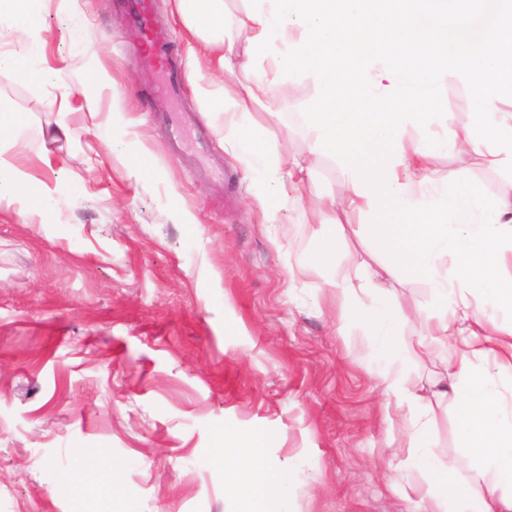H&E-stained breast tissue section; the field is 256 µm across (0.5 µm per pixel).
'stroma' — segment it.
<instances>
[{"instance_id": "35a3bbf8", "label": "stroma", "mask_w": 512, "mask_h": 512, "mask_svg": "<svg viewBox=\"0 0 512 512\" xmlns=\"http://www.w3.org/2000/svg\"><path fill=\"white\" fill-rule=\"evenodd\" d=\"M153 4L188 74L169 112L195 116L198 157L167 140L159 68L128 41L123 0H44L34 40L47 81L0 70V109L27 116L13 153L62 191L46 224L0 203V512H120L128 501L241 512L221 453L228 434L262 436L266 460L290 472L291 512H418L401 491L407 423L385 410L371 339L339 328L330 279L383 261L356 224L320 222L321 198L342 194L345 176L333 153L310 149L308 80L215 69L172 0ZM227 83L254 91L253 112L278 108L266 148L283 151L284 169L298 159L311 172L271 224L267 186L225 151L224 114L200 94ZM61 123L68 136H53ZM215 160L223 177L206 172ZM428 164L450 191L512 194L472 153ZM331 238L335 254L297 272V257ZM396 297L401 338L414 342L415 311L443 303L421 276L397 283ZM458 417L449 400L428 414L435 451L465 482L474 456ZM80 453L91 474L79 488L67 475ZM105 460L119 472L109 489L92 474Z\"/></svg>"}]
</instances>
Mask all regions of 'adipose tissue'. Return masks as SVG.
Masks as SVG:
<instances>
[{
	"instance_id": "obj_1",
	"label": "adipose tissue",
	"mask_w": 512,
	"mask_h": 512,
	"mask_svg": "<svg viewBox=\"0 0 512 512\" xmlns=\"http://www.w3.org/2000/svg\"><path fill=\"white\" fill-rule=\"evenodd\" d=\"M234 32L224 26V0H175V10L203 41L222 69L235 53L236 40L247 51L245 69L264 64L280 74L279 59L296 60L312 81L311 98L329 100L338 75L337 56L359 60L356 93L347 106L309 115L316 137L311 149L331 151L345 175L342 199L323 201L326 211L343 209L375 216L367 235L384 255L386 281L375 282L368 264L333 281L342 309H356L373 343V364L386 409L408 410L415 419L405 433L402 466L424 473L410 485L420 512H512V325L495 322L499 310L512 311V289L491 269L512 253V195L490 196L478 189L452 193L448 178L426 165L433 149L466 147L486 167L512 170V0H247ZM383 21L371 32L367 19ZM496 29L494 49L486 33ZM434 32L436 43L423 56L416 32ZM402 50L404 60L369 53L371 37ZM479 89L468 126L454 128L445 112L416 111L439 99L447 82ZM228 111L224 143L247 164L249 174L285 201L304 182L306 167L286 173L278 151L259 150L277 116L266 108L255 117L239 91L225 87L219 100ZM23 114L0 113V200L25 202L48 215L57 206L55 190L22 172L6 144ZM479 254L488 274L466 277L459 260ZM410 275L427 278L445 299L446 309L426 325L415 344L398 342L404 319L390 284ZM369 295L361 304V295ZM447 355L448 382L432 396L422 395L406 373L412 358ZM446 398L461 410L460 439L465 446L486 444L469 484L456 478L452 463L434 452L420 409ZM224 459L238 475L237 489L259 512H289L288 474L264 462L258 448L236 439L224 442Z\"/></svg>"
}]
</instances>
